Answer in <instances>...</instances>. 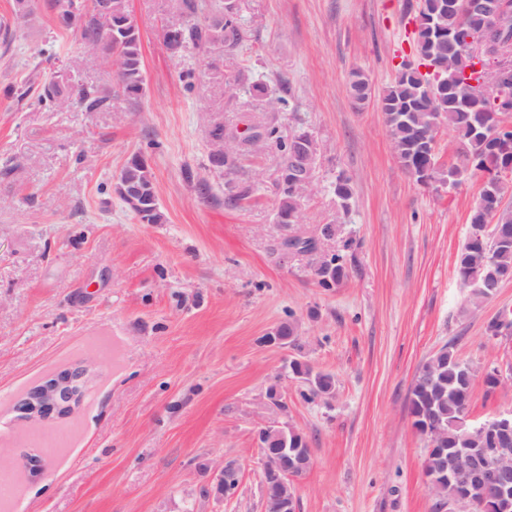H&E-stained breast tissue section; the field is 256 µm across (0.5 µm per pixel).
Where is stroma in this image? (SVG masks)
I'll list each match as a JSON object with an SVG mask.
<instances>
[{
    "mask_svg": "<svg viewBox=\"0 0 512 512\" xmlns=\"http://www.w3.org/2000/svg\"><path fill=\"white\" fill-rule=\"evenodd\" d=\"M127 0L141 37L146 92L112 91L113 58L85 48L38 4L21 22L0 0V475L13 493L0 512H264L254 433L275 421L306 435L312 464L294 483L300 512H463L437 506L424 477L428 442L414 430L408 394L444 344L477 371L472 422L512 410V336L487 323L512 310V279L478 305L456 274L483 172L445 181L458 163L451 130L437 136L438 174L422 184L400 165L380 101L402 62L416 58L420 0H233L244 38L232 50L160 31L204 24L224 0ZM371 96L355 107L349 81ZM51 74L72 90L106 95L85 112L51 110L27 95ZM267 83L279 105L255 97ZM312 132L313 185L291 230L338 224L353 239L351 274L320 288L311 260L275 245L281 154L248 147L233 173L212 167L217 126ZM147 158L163 224H142L113 184L134 153ZM349 179L341 208L329 186ZM209 187L202 199L199 182ZM247 191L236 208L228 191ZM299 344L260 339L287 317ZM300 358L333 375L334 394L303 397L289 374ZM74 366L89 383L74 412L44 426L18 402L48 375ZM504 375L494 390L486 370ZM279 384L283 408L266 396ZM41 456L28 473L23 459ZM240 471L231 496L216 489Z\"/></svg>",
    "mask_w": 512,
    "mask_h": 512,
    "instance_id": "obj_1",
    "label": "stroma"
}]
</instances>
